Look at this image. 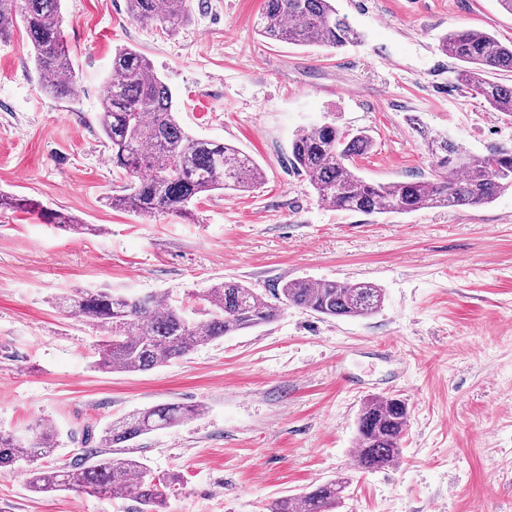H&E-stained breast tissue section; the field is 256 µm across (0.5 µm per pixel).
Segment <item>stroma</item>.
Here are the masks:
<instances>
[{
	"mask_svg": "<svg viewBox=\"0 0 512 512\" xmlns=\"http://www.w3.org/2000/svg\"><path fill=\"white\" fill-rule=\"evenodd\" d=\"M361 39L339 50L259 36L263 0H193L176 32L133 21L126 0H61L71 101L44 93L23 27L0 41V191L102 226L53 228L0 214V427L52 424L51 464H73L108 423L161 403L203 405L180 426L131 441L150 476L173 478L162 512H266L281 497L346 477L333 512H512V191L490 204L410 214L322 204L287 163L299 128L369 130L356 164L370 181L429 172L425 127L464 150L512 147V117L454 81L442 34L512 41L497 0H336ZM152 63L182 126L251 155L250 192L201 197L193 220L111 207L124 182L99 129L116 49ZM295 279L368 281V318L300 308L135 373L95 365L96 336L53 297L80 288L175 301L235 280L263 295ZM411 413L399 461L352 466L366 398ZM130 498L35 494L23 468L0 473V512H136Z\"/></svg>",
	"mask_w": 512,
	"mask_h": 512,
	"instance_id": "obj_1",
	"label": "stroma"
}]
</instances>
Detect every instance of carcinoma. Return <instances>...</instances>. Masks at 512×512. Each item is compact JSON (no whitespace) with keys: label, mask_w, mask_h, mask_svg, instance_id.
Masks as SVG:
<instances>
[{"label":"carcinoma","mask_w":512,"mask_h":512,"mask_svg":"<svg viewBox=\"0 0 512 512\" xmlns=\"http://www.w3.org/2000/svg\"><path fill=\"white\" fill-rule=\"evenodd\" d=\"M61 0H0V40L16 24L26 28L45 93L74 99L79 87L60 16ZM132 20L168 32L191 19L192 0H126ZM271 42L340 49L359 39L336 0H264L256 22ZM440 51L463 67L457 84L483 98L497 112L512 116V84L495 80L512 74V43L477 29H460L440 38ZM98 121L107 141L112 168L129 178L125 193L112 207L145 218L175 214L193 219L191 205L216 190L249 191L264 180L254 158L222 142L198 138L177 117L169 86L150 61L131 48L112 55L102 83ZM431 166L425 179L371 183L356 171V158L368 153L372 138L364 131L347 133L334 123L303 128L293 135L289 163L306 177L318 199L336 209L364 214H409L421 209L461 208L488 203L512 189V150L496 147L486 154L462 150L445 137L418 128ZM24 210L45 214L43 205L24 196L0 193V212ZM57 227L73 233L98 232L72 215L51 214ZM270 302L237 281H222L194 294L188 309L166 299L77 289L52 299L62 311L86 322L95 332L100 359L96 367L111 372L146 371L188 354L221 337L274 321L297 307L335 318H366L383 305L384 290L372 282H285ZM201 407L167 403L145 408L102 429L100 448L85 450L74 465L49 467L57 434L42 422L25 434L0 430V467L26 465L34 492L78 491L97 497L130 496L139 512H158L168 480L151 478L140 459L125 455L126 444L152 431L194 418ZM410 409L397 397L366 399L356 421L353 466L373 471L394 464L408 426ZM350 480L339 477L296 497H282L267 512H330L341 502Z\"/></svg>","instance_id":"1"}]
</instances>
